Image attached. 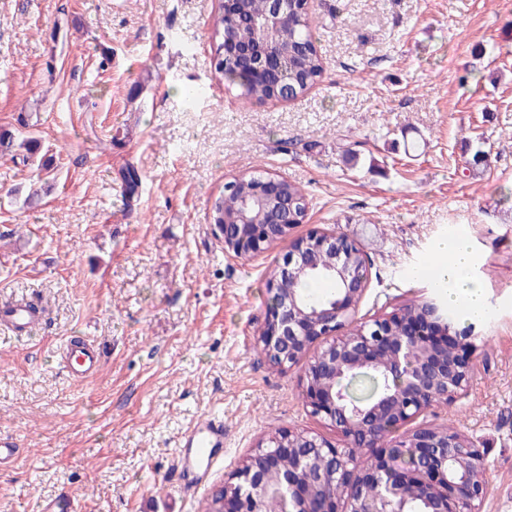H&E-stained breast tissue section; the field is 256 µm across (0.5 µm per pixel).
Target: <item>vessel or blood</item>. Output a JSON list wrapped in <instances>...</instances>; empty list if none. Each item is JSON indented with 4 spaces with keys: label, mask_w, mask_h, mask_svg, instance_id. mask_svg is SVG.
<instances>
[{
    "label": "vessel or blood",
    "mask_w": 512,
    "mask_h": 512,
    "mask_svg": "<svg viewBox=\"0 0 512 512\" xmlns=\"http://www.w3.org/2000/svg\"><path fill=\"white\" fill-rule=\"evenodd\" d=\"M36 323V315L24 304L11 306L0 312V325L14 333L29 331ZM103 354L104 349L98 344H71L63 361V369L76 380L90 377L97 372ZM182 446L186 454L180 457L179 462L182 470L188 473L186 485L190 488L199 487L203 482L202 469L211 468L224 446L223 418L211 416L194 424L187 430Z\"/></svg>",
    "instance_id": "b4317fda"
}]
</instances>
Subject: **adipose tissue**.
I'll use <instances>...</instances> for the list:
<instances>
[{
    "label": "adipose tissue",
    "instance_id": "adipose-tissue-1",
    "mask_svg": "<svg viewBox=\"0 0 512 512\" xmlns=\"http://www.w3.org/2000/svg\"><path fill=\"white\" fill-rule=\"evenodd\" d=\"M436 267L442 283L448 289L451 302L461 304L475 319H484L487 307L483 288L470 274L473 254L465 236L439 241L434 249Z\"/></svg>",
    "mask_w": 512,
    "mask_h": 512
}]
</instances>
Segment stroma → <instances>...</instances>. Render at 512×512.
<instances>
[{
	"label": "stroma",
	"instance_id": "stroma-1",
	"mask_svg": "<svg viewBox=\"0 0 512 512\" xmlns=\"http://www.w3.org/2000/svg\"><path fill=\"white\" fill-rule=\"evenodd\" d=\"M211 0H0V126L19 114L57 177L24 206L32 165L0 157V306L42 323L0 330V512H204L259 441L335 439L302 397V364L257 344L280 246L237 258L210 211L264 168L298 183L296 235L343 233L364 252V322L422 300L438 240L468 237L490 314L474 375L416 422L465 434L488 465L481 512H512V0H312L320 80L248 102L212 74ZM483 152L481 165L473 156ZM142 176L133 203L121 172ZM105 346L92 378L63 347ZM224 418V459L183 491L181 434Z\"/></svg>",
	"mask_w": 512,
	"mask_h": 512
}]
</instances>
